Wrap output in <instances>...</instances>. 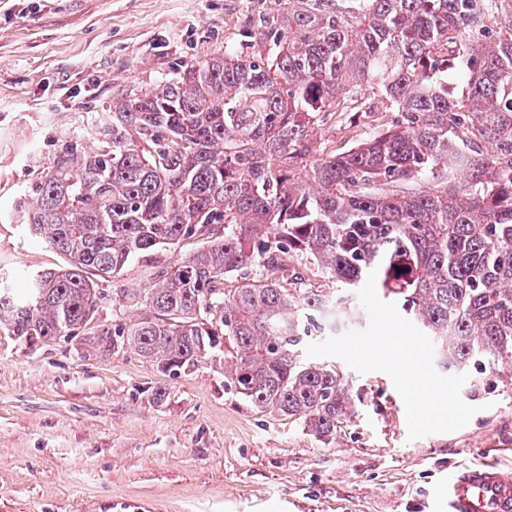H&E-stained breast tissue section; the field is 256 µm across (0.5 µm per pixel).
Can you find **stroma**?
Segmentation results:
<instances>
[{"label": "stroma", "mask_w": 512, "mask_h": 512, "mask_svg": "<svg viewBox=\"0 0 512 512\" xmlns=\"http://www.w3.org/2000/svg\"><path fill=\"white\" fill-rule=\"evenodd\" d=\"M269 5L0 0V278L65 262L18 211L56 155L98 147L118 94L233 49ZM149 272L129 262L78 335L29 345L0 332V512H448L449 471L512 466L507 366L465 382L478 409L465 427L411 441L391 378L332 358L355 413L324 440L237 394L223 353L170 378L132 348L87 350L88 334L142 317L122 290Z\"/></svg>", "instance_id": "35a3bbf8"}]
</instances>
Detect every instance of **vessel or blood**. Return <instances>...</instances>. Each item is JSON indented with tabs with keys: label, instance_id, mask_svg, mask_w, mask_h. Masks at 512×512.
<instances>
[{
	"label": "vessel or blood",
	"instance_id": "obj_1",
	"mask_svg": "<svg viewBox=\"0 0 512 512\" xmlns=\"http://www.w3.org/2000/svg\"><path fill=\"white\" fill-rule=\"evenodd\" d=\"M448 512H512V470L476 464L448 475Z\"/></svg>",
	"mask_w": 512,
	"mask_h": 512
}]
</instances>
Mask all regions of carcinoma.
<instances>
[{
  "instance_id": "cac0c4a2",
  "label": "carcinoma",
  "mask_w": 512,
  "mask_h": 512,
  "mask_svg": "<svg viewBox=\"0 0 512 512\" xmlns=\"http://www.w3.org/2000/svg\"><path fill=\"white\" fill-rule=\"evenodd\" d=\"M374 110L396 118L314 148L333 116ZM99 135L32 191L28 230L67 261L0 284V332L74 336L129 261L198 239L123 289L149 314L91 350L130 346L170 377L222 350L238 394L331 438L354 401L302 344L360 322L375 270L442 370L512 366V0H274L240 50L125 95ZM285 255L336 287L291 292ZM256 263L262 278L226 287Z\"/></svg>"
}]
</instances>
